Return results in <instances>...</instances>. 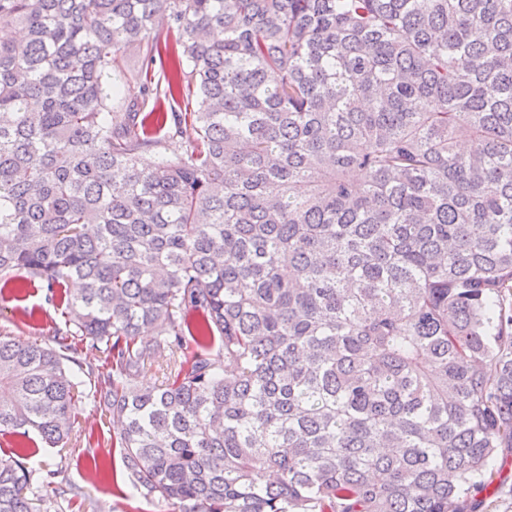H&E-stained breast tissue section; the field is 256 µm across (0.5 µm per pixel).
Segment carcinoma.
Here are the masks:
<instances>
[{
	"mask_svg": "<svg viewBox=\"0 0 512 512\" xmlns=\"http://www.w3.org/2000/svg\"><path fill=\"white\" fill-rule=\"evenodd\" d=\"M0 24L26 31L0 42V274L65 319L57 350L0 336V435L59 446L91 384L130 484L181 512H475L512 452V0H0ZM36 474L0 457V512H34Z\"/></svg>",
	"mask_w": 512,
	"mask_h": 512,
	"instance_id": "1",
	"label": "carcinoma"
}]
</instances>
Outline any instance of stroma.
<instances>
[{
  "label": "stroma",
  "mask_w": 512,
  "mask_h": 512,
  "mask_svg": "<svg viewBox=\"0 0 512 512\" xmlns=\"http://www.w3.org/2000/svg\"><path fill=\"white\" fill-rule=\"evenodd\" d=\"M61 321L58 303L45 286H29L19 273L0 276V336L49 344ZM73 413L66 447L40 449L34 459L52 475L50 484L36 491V512H175L166 502L143 498L126 480L107 410L85 395ZM489 467L494 481L477 494V512H512V456L494 457Z\"/></svg>",
  "instance_id": "35a3bbf8"
}]
</instances>
